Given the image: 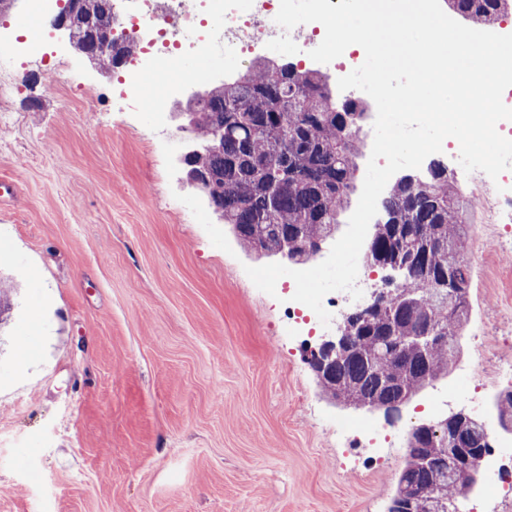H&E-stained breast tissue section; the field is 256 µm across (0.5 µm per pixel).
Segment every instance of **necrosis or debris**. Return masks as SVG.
<instances>
[{"label": "necrosis or debris", "mask_w": 512, "mask_h": 512, "mask_svg": "<svg viewBox=\"0 0 512 512\" xmlns=\"http://www.w3.org/2000/svg\"><path fill=\"white\" fill-rule=\"evenodd\" d=\"M280 0H254L251 10H241L239 0H139L127 11L124 0H113V27L139 38V61L134 69L144 75L166 69L163 92L171 94L189 79L182 61L207 48L239 61L248 60L263 45L286 32L276 24ZM298 45L299 59L324 38L322 24H300L287 32ZM463 190L472 201L484 205L494 224L512 222V170L498 180L475 171L461 174ZM499 190H492V183Z\"/></svg>", "instance_id": "1"}]
</instances>
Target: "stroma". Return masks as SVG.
Returning <instances> with one entry per match:
<instances>
[{
    "label": "stroma",
    "instance_id": "35a3bbf8",
    "mask_svg": "<svg viewBox=\"0 0 512 512\" xmlns=\"http://www.w3.org/2000/svg\"><path fill=\"white\" fill-rule=\"evenodd\" d=\"M21 8L0 14L14 93L0 123V512H387L406 456L346 427L412 429L415 412H471L450 387L476 370L473 335L512 362V245L469 208L470 318L458 365L370 417L330 403L283 298L245 272L175 159L187 137L129 67L25 55ZM141 108L116 111L117 81ZM56 91L47 94L46 82Z\"/></svg>",
    "mask_w": 512,
    "mask_h": 512
}]
</instances>
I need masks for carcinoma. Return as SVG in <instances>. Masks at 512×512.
<instances>
[{"mask_svg":"<svg viewBox=\"0 0 512 512\" xmlns=\"http://www.w3.org/2000/svg\"><path fill=\"white\" fill-rule=\"evenodd\" d=\"M93 27L81 44L106 60L132 59L137 43L121 38L112 55L103 49L112 29V0H87ZM472 24L493 28L512 12V0H449ZM196 151L188 165L212 195V210L250 250L288 248V260L308 262V248L334 238L355 180L360 131L368 105L336 100L319 68L291 62L277 69L251 68L213 85L186 107ZM464 193L439 158L425 170L397 178L382 200L368 243L367 260L382 270L406 267L398 296L379 308L352 310L344 335L355 337L323 369L326 391L356 405L389 412L395 404L448 372L454 347L420 346L419 336L464 331L469 320L470 271L465 259ZM456 442L436 429L411 432L430 461L406 455L388 512L403 508L410 493H426L460 512L464 496L450 472L448 448H466L476 460L490 447L479 420L460 416Z\"/></svg>","mask_w":512,"mask_h":512,"instance_id":"1","label":"carcinoma"}]
</instances>
